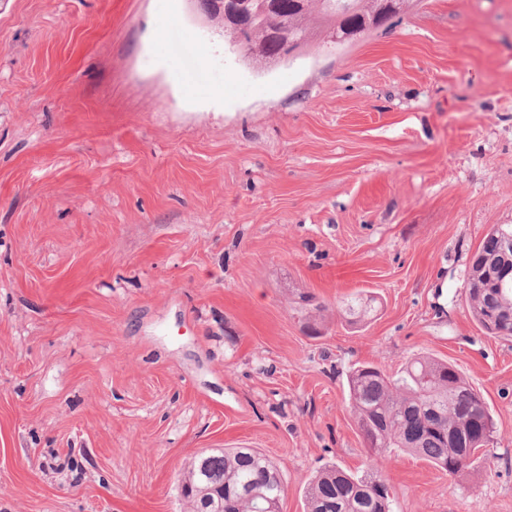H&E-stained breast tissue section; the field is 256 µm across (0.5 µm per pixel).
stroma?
<instances>
[{"mask_svg":"<svg viewBox=\"0 0 512 512\" xmlns=\"http://www.w3.org/2000/svg\"><path fill=\"white\" fill-rule=\"evenodd\" d=\"M507 224L512 0H406L262 70L199 0H0V512H181L234 446L304 512L367 468L350 370L418 354L495 433L454 477L382 455L394 512H512V341L465 295ZM372 299L361 296L347 299L343 304V313L345 319L350 324H356L364 321L373 311L371 308Z\"/></svg>","mask_w":512,"mask_h":512,"instance_id":"stroma-1","label":"stroma"}]
</instances>
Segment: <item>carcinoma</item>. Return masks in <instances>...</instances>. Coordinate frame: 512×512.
<instances>
[{
  "instance_id": "carcinoma-1",
  "label": "carcinoma",
  "mask_w": 512,
  "mask_h": 512,
  "mask_svg": "<svg viewBox=\"0 0 512 512\" xmlns=\"http://www.w3.org/2000/svg\"><path fill=\"white\" fill-rule=\"evenodd\" d=\"M405 0H240L248 24L245 57L263 67L281 57L282 40L301 50L312 35L317 15L321 32L332 42L353 41L385 25ZM473 318L490 335L512 338V285L490 299L486 288L466 289ZM298 311L311 321L325 310L310 295L300 296ZM372 312L371 299L352 297L343 304L350 324ZM349 400L370 456L392 450L413 453L455 476L471 465L492 441L494 422L484 401L456 368L429 356L411 359L394 376L371 365L349 373ZM203 472L192 460L183 474L184 512H199L210 500L215 512H265L281 501L284 485L274 462L254 448H220L203 453ZM305 512H393L388 484L374 461L359 475L333 464L317 473L304 489Z\"/></svg>"
}]
</instances>
